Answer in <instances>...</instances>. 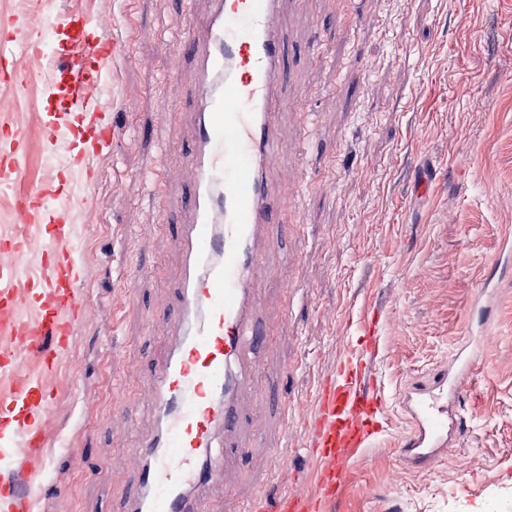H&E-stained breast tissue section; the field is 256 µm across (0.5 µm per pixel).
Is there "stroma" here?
I'll use <instances>...</instances> for the list:
<instances>
[{
	"instance_id": "stroma-1",
	"label": "stroma",
	"mask_w": 512,
	"mask_h": 512,
	"mask_svg": "<svg viewBox=\"0 0 512 512\" xmlns=\"http://www.w3.org/2000/svg\"><path fill=\"white\" fill-rule=\"evenodd\" d=\"M60 15H112L122 51L102 64V96L128 133L90 156L74 188L46 142V78L28 79L20 122L26 161L16 189L57 178L77 236L81 293L95 319L78 324L53 378L55 441L41 453L42 500L66 490L70 512H117L133 491L130 460L156 421L145 394L167 337L153 322L177 304L175 240L190 190L180 177L198 109L182 21L203 29L210 0H53ZM283 176L298 194L277 203L270 268L256 289L272 328L257 351L259 408L246 410L253 451L295 467L267 473L226 456L207 512L288 489L310 493L305 450L320 383L357 335L362 310L382 314L369 377L387 405L380 434L324 512H512V0H341L283 7ZM94 205L98 221L85 225ZM493 348L480 349L484 336ZM478 349L442 465L400 450L410 430L404 390ZM293 414H286V407ZM470 463L469 473L454 465Z\"/></svg>"
}]
</instances>
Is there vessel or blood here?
<instances>
[{
    "label": "vessel or blood",
    "mask_w": 512,
    "mask_h": 512,
    "mask_svg": "<svg viewBox=\"0 0 512 512\" xmlns=\"http://www.w3.org/2000/svg\"><path fill=\"white\" fill-rule=\"evenodd\" d=\"M41 12L27 26L6 25L10 67L0 80L16 94L0 98V114L19 109L17 96L27 76L51 71L45 95L62 97L48 113L46 138L57 149H70L86 132L85 113L105 111L98 91L101 63L113 56L112 16L64 18ZM283 0H212L203 37L190 44L196 60L191 95L199 101L194 149L182 168L190 187L189 218L178 246L183 257L180 304L158 321L161 335L172 337L166 358L154 371L147 394L158 427L142 443L132 462L141 485L124 512H204L208 470L219 447L245 454L240 431L243 407L254 392L257 361L248 353L265 340L257 322L255 289L267 272L268 228L278 220L275 202L291 193L293 181H278L283 144L281 95ZM65 28L69 63L45 51L41 36ZM25 159L19 127L0 148V189L13 187ZM54 180L17 196L20 222L34 225L24 236L0 234V328L15 331L13 345L0 347V462L29 459L44 447L52 423L46 407L54 367L72 341L78 322L94 314L81 298L77 261L68 243L74 227L57 202ZM381 313L363 317V340L351 350L335 375L325 380L318 399L309 454L317 471V494L289 492L275 512H321L322 503L342 489V471L350 451L367 449L378 431L376 415L384 396L367 389L364 353L378 345ZM37 357L42 372L23 367ZM470 361L457 357L452 370H440L427 384L413 386L406 405L416 429L404 437L401 451L421 461L435 458L448 444V424L455 414L448 398L462 392ZM37 469L23 480L0 472V512H33L41 496L34 488Z\"/></svg>",
    "instance_id": "b4317fda"
}]
</instances>
